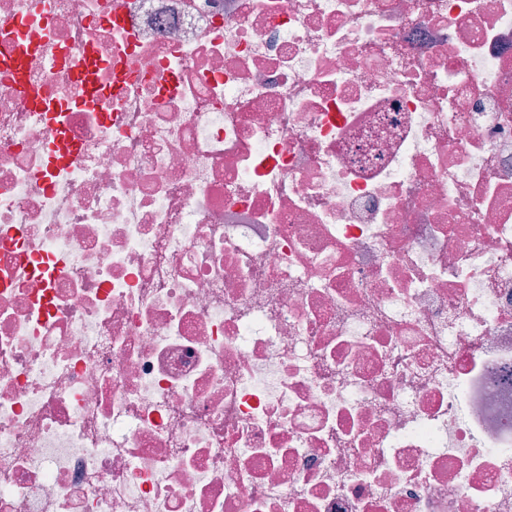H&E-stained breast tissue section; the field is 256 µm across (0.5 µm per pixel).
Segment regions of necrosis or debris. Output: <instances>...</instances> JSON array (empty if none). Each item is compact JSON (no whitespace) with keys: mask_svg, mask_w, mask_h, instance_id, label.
Instances as JSON below:
<instances>
[{"mask_svg":"<svg viewBox=\"0 0 512 512\" xmlns=\"http://www.w3.org/2000/svg\"><path fill=\"white\" fill-rule=\"evenodd\" d=\"M0 512H512V0H0Z\"/></svg>","mask_w":512,"mask_h":512,"instance_id":"1","label":"necrosis or debris"}]
</instances>
